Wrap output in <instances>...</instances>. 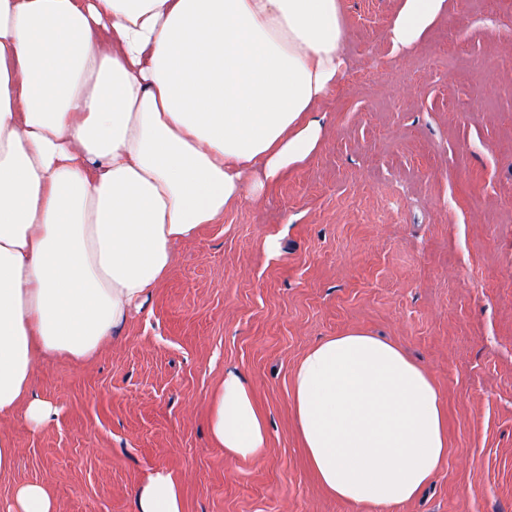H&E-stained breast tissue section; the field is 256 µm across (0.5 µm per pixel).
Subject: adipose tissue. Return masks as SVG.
Returning <instances> with one entry per match:
<instances>
[{
	"label": "adipose tissue",
	"instance_id": "adipose-tissue-1",
	"mask_svg": "<svg viewBox=\"0 0 512 512\" xmlns=\"http://www.w3.org/2000/svg\"><path fill=\"white\" fill-rule=\"evenodd\" d=\"M444 0H403L388 29L410 49ZM341 0H0V416L32 428L38 356L85 358L169 275L178 243L320 143L336 84ZM308 460L336 498L392 512L446 454L431 375L352 330L308 348L291 377ZM209 432L260 456L268 428L229 371ZM135 512H183L163 469Z\"/></svg>",
	"mask_w": 512,
	"mask_h": 512
}]
</instances>
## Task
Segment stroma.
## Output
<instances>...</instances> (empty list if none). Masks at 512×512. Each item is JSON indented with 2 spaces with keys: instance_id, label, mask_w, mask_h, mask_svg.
I'll use <instances>...</instances> for the list:
<instances>
[{
  "instance_id": "stroma-1",
  "label": "stroma",
  "mask_w": 512,
  "mask_h": 512,
  "mask_svg": "<svg viewBox=\"0 0 512 512\" xmlns=\"http://www.w3.org/2000/svg\"><path fill=\"white\" fill-rule=\"evenodd\" d=\"M342 6L318 148L182 242L122 338L37 363L58 414L0 422L17 450L1 505L37 482L60 512H134L162 468L184 512H378L321 486L291 403L302 354L359 329L422 365L442 401L448 456L394 512H512V0H445L400 52L402 0ZM228 369L268 422L262 457L209 436Z\"/></svg>"
}]
</instances>
